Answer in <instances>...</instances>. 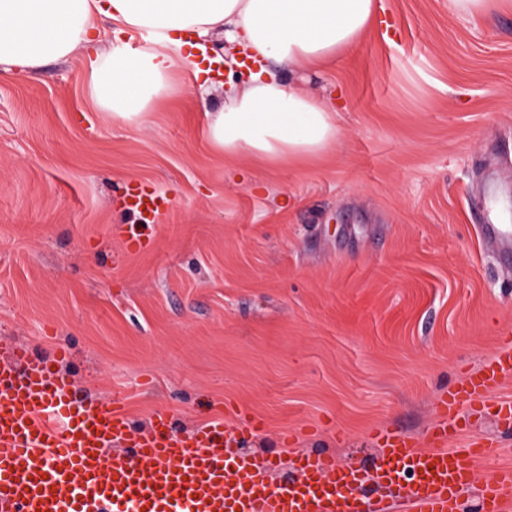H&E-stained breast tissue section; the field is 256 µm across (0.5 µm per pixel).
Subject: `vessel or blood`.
Segmentation results:
<instances>
[{"label":"vessel or blood","instance_id":"b4317fda","mask_svg":"<svg viewBox=\"0 0 512 512\" xmlns=\"http://www.w3.org/2000/svg\"><path fill=\"white\" fill-rule=\"evenodd\" d=\"M128 204L140 217L127 235L136 244L167 200L138 191ZM511 378L512 350L504 348L449 391L443 408L487 403ZM458 433L439 423L425 447L383 433L372 462L340 466L307 454L275 482L270 460L241 451L244 430L214 421L180 432L162 409L149 431L134 432L122 407L77 396L53 363L0 344V512H363L372 485L403 499L409 512H456L460 490L476 478L477 459L491 452L477 439L449 447ZM115 443L123 453L108 456ZM479 509L512 512L511 465L486 483Z\"/></svg>","mask_w":512,"mask_h":512}]
</instances>
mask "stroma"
Instances as JSON below:
<instances>
[{"label":"stroma","instance_id":"stroma-1","mask_svg":"<svg viewBox=\"0 0 512 512\" xmlns=\"http://www.w3.org/2000/svg\"><path fill=\"white\" fill-rule=\"evenodd\" d=\"M386 26L322 71L283 70L326 99L338 135L292 162L227 156L203 135L235 65L178 83L138 123L86 92L83 52L0 71V341L54 361L134 428L223 416L271 460H367L375 435L422 441L440 398L512 336V11L376 0ZM170 206L126 246L129 193ZM452 447L496 448L461 512L512 463V431L467 406Z\"/></svg>","mask_w":512,"mask_h":512}]
</instances>
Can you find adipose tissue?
I'll return each instance as SVG.
<instances>
[{
	"instance_id": "adipose-tissue-1",
	"label": "adipose tissue",
	"mask_w": 512,
	"mask_h": 512,
	"mask_svg": "<svg viewBox=\"0 0 512 512\" xmlns=\"http://www.w3.org/2000/svg\"><path fill=\"white\" fill-rule=\"evenodd\" d=\"M99 16L141 34L142 44L99 51ZM377 17L376 0H0V66L30 74L84 50L90 100L136 123L172 96L175 72L199 80L220 29L259 69L207 113L205 135L227 154L286 161L323 153L338 130L326 101L287 86L267 61L320 71Z\"/></svg>"
}]
</instances>
